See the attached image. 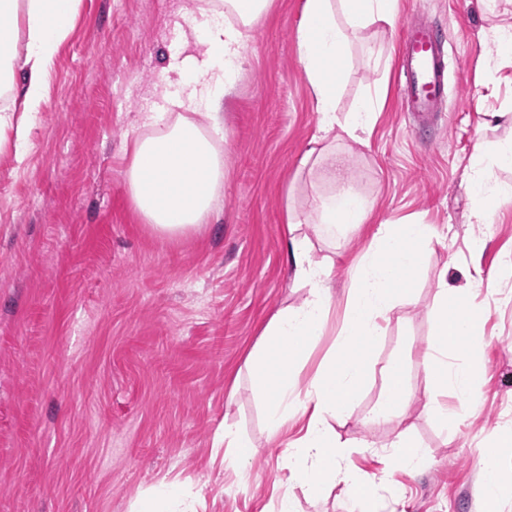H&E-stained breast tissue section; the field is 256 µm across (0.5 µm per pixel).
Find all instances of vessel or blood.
<instances>
[{
  "label": "vessel or blood",
  "mask_w": 512,
  "mask_h": 512,
  "mask_svg": "<svg viewBox=\"0 0 512 512\" xmlns=\"http://www.w3.org/2000/svg\"><path fill=\"white\" fill-rule=\"evenodd\" d=\"M445 31L426 22L409 23L403 32L400 76L406 111L431 114L447 107Z\"/></svg>",
  "instance_id": "obj_1"
}]
</instances>
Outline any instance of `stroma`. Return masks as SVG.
Returning a JSON list of instances; mask_svg holds the SVG:
<instances>
[{
    "label": "stroma",
    "mask_w": 512,
    "mask_h": 512,
    "mask_svg": "<svg viewBox=\"0 0 512 512\" xmlns=\"http://www.w3.org/2000/svg\"><path fill=\"white\" fill-rule=\"evenodd\" d=\"M193 0H81L49 72L48 94L23 161L0 150V512H130L159 483L203 492L206 512H273L283 450L269 439L246 366L271 314L304 295L285 258L287 206L309 212L331 189L324 168L300 170L317 113L296 61L304 0H274L251 31L224 100L227 180L210 224L165 240L132 210L125 186L131 133L159 108L158 74L184 52L177 24ZM449 31L448 117L420 124L397 92L401 28L411 19ZM482 0H398L395 26L376 22L352 38L338 113L379 96L365 144L340 141L353 189L373 203L365 224L331 244L309 232L316 257L336 259L329 331L301 364L326 359L345 310L349 273L379 224H431L434 244L409 299L391 313L369 381L336 433L370 474L383 447L410 429L429 462L381 488L388 512H481L479 462L499 426L512 423V169L492 223L470 216L474 145L512 134V59H495L494 23ZM482 249L471 247L473 239ZM465 285L480 273L487 301L478 410L427 386L419 369L434 334L438 273ZM405 371L404 417L367 416L382 369ZM447 406L440 416L435 404ZM256 446L249 480L227 469L213 441L223 423ZM234 486L224 496L223 486Z\"/></svg>",
    "instance_id": "1"
}]
</instances>
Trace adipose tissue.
<instances>
[{
    "instance_id": "ef3b65f1",
    "label": "adipose tissue",
    "mask_w": 512,
    "mask_h": 512,
    "mask_svg": "<svg viewBox=\"0 0 512 512\" xmlns=\"http://www.w3.org/2000/svg\"><path fill=\"white\" fill-rule=\"evenodd\" d=\"M81 0H0V139L15 136V156L24 148L36 114L47 95L51 65L71 32ZM273 0H197L186 18L202 49L171 57L161 81L171 96L170 111L146 112L141 134L132 140L126 170V192L134 212L159 237L179 239L209 223L224 190L226 135L224 98L234 85L249 31L271 9ZM397 0H305L297 27L296 58L306 77L318 115L312 155L326 162L334 192L313 200V213L287 210L286 256L293 279L307 294L296 305L276 309L251 349L247 363L253 388L264 410L268 435L287 439L288 451L278 462L282 473L273 494L277 512H299L291 486L309 498L325 487L343 485L350 512H376L380 479L359 469L347 443L336 436V416L350 404L368 380V363L379 344L383 321L409 294L438 233L430 224L379 225L368 254L350 275L345 315L326 360L308 379H301V361L323 336L334 305L331 289L333 259H315L313 245L302 234L303 223L319 235L346 238L372 213L371 203L353 192L346 181L347 158L336 142L347 137L364 142L374 122L376 104L366 99L346 116L336 113V96L352 36L372 23L395 25ZM470 174L472 215L487 223L502 190L497 169L512 165V140L492 153L477 150ZM435 307L436 336L419 363L427 384L453 389L461 398L478 402L483 373L476 360L483 336L484 312L472 301L481 278L468 287L449 283L440 271ZM465 348L468 363L452 367L448 351ZM407 386L398 363L384 371L382 395L370 416L378 422L404 416ZM302 426L288 439V421ZM224 464L248 475L256 455L252 441L235 426H225L217 439Z\"/></svg>"
}]
</instances>
